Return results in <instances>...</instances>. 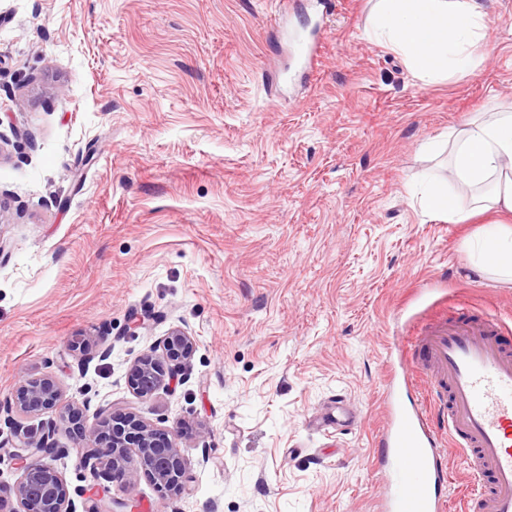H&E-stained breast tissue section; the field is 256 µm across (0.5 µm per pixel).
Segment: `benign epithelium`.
I'll use <instances>...</instances> for the list:
<instances>
[{"label": "benign epithelium", "instance_id": "1", "mask_svg": "<svg viewBox=\"0 0 512 512\" xmlns=\"http://www.w3.org/2000/svg\"><path fill=\"white\" fill-rule=\"evenodd\" d=\"M195 352L194 337L186 328L173 327L153 350L141 355L131 366L129 384L143 400L175 380L174 370H165L162 361L180 366ZM15 406L23 413L57 410L56 420L42 434L24 433L3 452L21 470L14 488L16 512H74L69 490L59 472L49 463L33 460L37 454L58 452L53 435L58 432L80 435L90 443L82 455V465L91 484L84 489L86 512H140L136 499L115 500L108 483L116 475L136 473L148 476L171 495L182 494L190 477L179 451L177 436L143 421L133 413H111L89 421L81 408L64 400L60 386L50 378L25 380L15 394Z\"/></svg>", "mask_w": 512, "mask_h": 512}]
</instances>
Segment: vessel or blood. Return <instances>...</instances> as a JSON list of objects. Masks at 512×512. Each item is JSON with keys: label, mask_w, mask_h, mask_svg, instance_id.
Here are the masks:
<instances>
[{"label": "vessel or blood", "mask_w": 512, "mask_h": 512, "mask_svg": "<svg viewBox=\"0 0 512 512\" xmlns=\"http://www.w3.org/2000/svg\"><path fill=\"white\" fill-rule=\"evenodd\" d=\"M323 35L319 28L301 41L305 70ZM412 319L409 366L391 387L377 439L387 467L381 512H447L448 446L468 472L465 512H512V325L425 310ZM425 384L431 395L421 394Z\"/></svg>", "instance_id": "b4317fda"}]
</instances>
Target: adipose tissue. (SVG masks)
<instances>
[{
	"instance_id": "ef3b65f1",
	"label": "adipose tissue",
	"mask_w": 512,
	"mask_h": 512,
	"mask_svg": "<svg viewBox=\"0 0 512 512\" xmlns=\"http://www.w3.org/2000/svg\"><path fill=\"white\" fill-rule=\"evenodd\" d=\"M486 15L477 0H377L374 36L401 55L420 80L431 82L475 70L474 49ZM448 138L454 144L448 181L428 182L422 205L457 223L468 218L463 190L484 192L489 209L512 213V113L497 112L471 122ZM477 267L512 279V227L490 226L473 252Z\"/></svg>"
}]
</instances>
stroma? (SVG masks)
<instances>
[{"mask_svg":"<svg viewBox=\"0 0 512 512\" xmlns=\"http://www.w3.org/2000/svg\"><path fill=\"white\" fill-rule=\"evenodd\" d=\"M375 3L334 0L292 99L275 0H0L1 441L54 420L14 406L50 376L178 434L188 492L111 483L144 512H378L387 347L436 301L512 319L470 254L493 214L451 223L418 193L448 131L512 110V0H481L478 68L428 84L372 37ZM175 326L194 355L141 400L129 370ZM333 399L353 424L312 429ZM56 440L85 512L86 442Z\"/></svg>","mask_w":512,"mask_h":512,"instance_id":"35a3bbf8","label":"stroma"}]
</instances>
